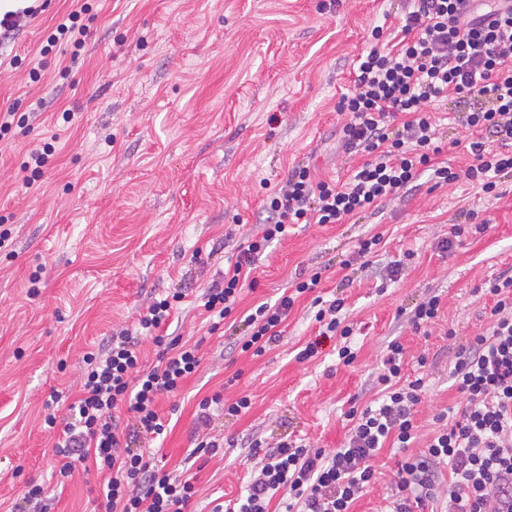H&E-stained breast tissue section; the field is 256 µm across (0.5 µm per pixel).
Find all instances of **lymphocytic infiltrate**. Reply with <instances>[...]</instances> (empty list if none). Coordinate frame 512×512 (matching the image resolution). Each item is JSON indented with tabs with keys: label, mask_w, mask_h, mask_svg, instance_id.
I'll use <instances>...</instances> for the list:
<instances>
[{
	"label": "lymphocytic infiltrate",
	"mask_w": 512,
	"mask_h": 512,
	"mask_svg": "<svg viewBox=\"0 0 512 512\" xmlns=\"http://www.w3.org/2000/svg\"><path fill=\"white\" fill-rule=\"evenodd\" d=\"M402 40L385 48L382 27H374L369 51L358 55L352 85L337 104L345 115L344 147L366 161L345 183L315 179L309 168L291 171L268 195L266 223L238 247L236 260L202 294L211 330L235 311L258 256L285 238L294 224H339L362 212H379L405 194L421 169L437 183L466 178L499 198V175L512 172V0H410L401 21ZM457 102L455 121L471 134L464 172L439 165L444 146L429 107L446 97ZM319 275L296 284L275 303L263 302L243 316L236 344L259 356L283 339V326L296 301L313 294L320 337L297 358L317 356L324 339L346 340L344 299L315 296ZM494 301L488 325L461 347L451 375L465 406L455 415L440 412V428L420 454L398 465L387 498L389 512H413L447 488L443 512H512V276L490 281ZM180 294L149 301L132 327L86 352L83 374L64 418L46 414L57 468L54 486L27 482L10 512H49L51 488H65L76 465L104 474L106 512H189L195 480L159 469L147 449L163 435L162 398L176 394L197 373L200 345L165 334ZM151 342L156 361L145 365L140 345ZM406 350L391 341L373 377L378 405L350 409L351 427L342 447L314 448L297 441L268 445L252 470L244 494L231 510L270 512H352L375 479L373 461L391 443L408 447L417 433L415 408L422 378L402 375Z\"/></svg>",
	"instance_id": "1"
}]
</instances>
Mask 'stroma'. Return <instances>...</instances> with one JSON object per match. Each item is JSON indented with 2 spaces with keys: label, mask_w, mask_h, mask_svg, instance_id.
<instances>
[{
  "label": "stroma",
  "mask_w": 512,
  "mask_h": 512,
  "mask_svg": "<svg viewBox=\"0 0 512 512\" xmlns=\"http://www.w3.org/2000/svg\"><path fill=\"white\" fill-rule=\"evenodd\" d=\"M89 2L95 19L83 61L68 75L58 56L39 50L76 0H47L0 52V108L13 103L29 116L0 138V225L14 236L11 251L0 252V505L10 506L27 481H49L56 461L43 427L46 407L64 412L83 353L132 325L150 295L177 290L185 299L170 330L200 342L202 363L159 403L167 431L153 450L156 463L183 468L202 398H252L247 414L215 419L208 429L223 451L198 461L199 512L243 492L251 440L340 447L347 412L375 400L370 380L396 338L406 349V375L422 377L426 394L416 441L381 450L375 482L353 506L383 512L398 462L423 448L436 414L465 404L450 371L459 347L487 323L493 300L482 292L485 283L512 274V177L496 200L462 180L434 186L426 172L381 213L301 224L268 248L236 315L320 274L316 294L345 299L357 353L351 365L337 364L332 339L314 361H296V348L319 331L308 294L297 300L278 346L260 356L231 350L227 334L209 332L200 316L203 290L244 235L264 223L269 190L294 168L307 165L320 179L342 182L365 161L340 146L337 104L372 29L396 30L405 0ZM13 56L20 65H10ZM33 68L39 81L29 77ZM452 106L438 102L433 111L449 144L440 159L461 171L469 160L466 132L454 125ZM65 111L72 120L57 129ZM53 135L56 150L42 177L26 186L28 151ZM472 210L488 220L486 232L441 251L451 225L467 224ZM377 233L383 241L372 266H344L359 240ZM408 251L414 257L407 261ZM399 260L404 266L389 280ZM35 271L40 293L32 296ZM434 295L442 300L438 318L427 333L414 332L406 312ZM100 481L76 469L51 512H104Z\"/></svg>",
  "instance_id": "obj_1"
}]
</instances>
